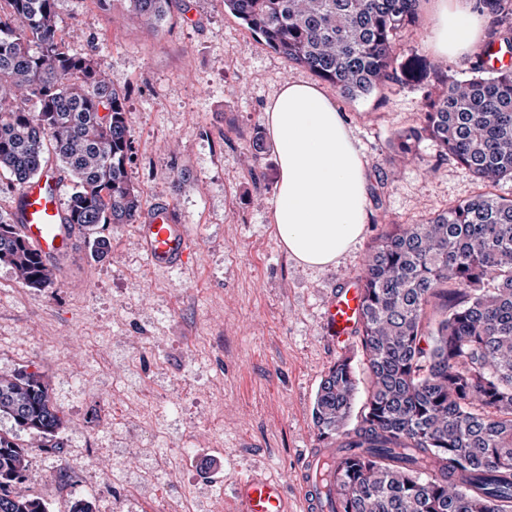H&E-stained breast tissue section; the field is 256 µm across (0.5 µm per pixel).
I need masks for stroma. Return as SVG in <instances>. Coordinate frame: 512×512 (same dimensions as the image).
<instances>
[{
	"mask_svg": "<svg viewBox=\"0 0 512 512\" xmlns=\"http://www.w3.org/2000/svg\"><path fill=\"white\" fill-rule=\"evenodd\" d=\"M436 0L401 34L398 81L374 94L336 97L370 172L369 221L337 263L288 258L271 222L278 166L264 113L288 80L315 82L225 12L224 0H173L157 26L130 20V0H58L70 53L95 52L123 92L132 136L128 176L143 210L170 203L196 252L160 271L131 224H103L110 254L56 279L19 284L0 264V374L44 375L63 426L57 452H29L21 493L49 512L75 496L97 512H238L237 483L281 480L295 502L303 455L318 447L312 408L329 367L353 358L357 402L368 372L358 341L336 346L322 329L328 298L353 284L391 224H411L480 190L469 171L438 160L431 142L397 161L390 141L418 121L443 76H469L470 60L429 45ZM265 151L249 168L248 150Z\"/></svg>",
	"mask_w": 512,
	"mask_h": 512,
	"instance_id": "obj_1",
	"label": "stroma"
}]
</instances>
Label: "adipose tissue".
<instances>
[{
	"label": "adipose tissue",
	"instance_id": "obj_1",
	"mask_svg": "<svg viewBox=\"0 0 512 512\" xmlns=\"http://www.w3.org/2000/svg\"><path fill=\"white\" fill-rule=\"evenodd\" d=\"M474 0H438L431 45L462 58L479 42ZM279 179L272 210L290 259L322 268L362 236L368 218L369 172L341 112L315 84L284 82L264 115Z\"/></svg>",
	"mask_w": 512,
	"mask_h": 512
}]
</instances>
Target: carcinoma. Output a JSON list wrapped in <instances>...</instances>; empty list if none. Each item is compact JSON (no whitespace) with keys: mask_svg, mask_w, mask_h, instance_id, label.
I'll return each instance as SVG.
<instances>
[{"mask_svg":"<svg viewBox=\"0 0 512 512\" xmlns=\"http://www.w3.org/2000/svg\"><path fill=\"white\" fill-rule=\"evenodd\" d=\"M0 1V170L18 188L64 173L72 182L67 221L103 258L110 241L90 238L96 227L134 224L141 213L126 168L125 97L94 59L68 51L57 0ZM130 2L137 21L153 27L171 0ZM480 3L500 17L487 46L512 54V0ZM418 6L224 0L270 49L351 100L394 79L397 37L418 26ZM487 61L483 51L471 77L445 78L419 120L393 137L401 160L433 141L483 188L420 223L389 225L357 276L366 399L348 428L358 382L343 356L312 410L318 440L345 459L321 471L320 493L336 501L331 512H512V199L489 190L512 180V69ZM0 264L27 287L53 284L11 214H0ZM0 418L12 423L0 430V512H48L42 499L16 492L28 449L60 448L63 421L41 374L0 375Z\"/></svg>","mask_w":512,"mask_h":512,"instance_id":"obj_1","label":"carcinoma"}]
</instances>
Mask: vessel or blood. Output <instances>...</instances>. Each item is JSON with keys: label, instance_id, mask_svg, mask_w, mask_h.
<instances>
[{"label": "vessel or blood", "instance_id": "obj_1", "mask_svg": "<svg viewBox=\"0 0 512 512\" xmlns=\"http://www.w3.org/2000/svg\"><path fill=\"white\" fill-rule=\"evenodd\" d=\"M61 179L39 178L24 185L14 209L20 234L43 261L55 271L65 272L70 262L82 256V231L67 224L60 201ZM141 248L151 263L161 269L182 268L194 250L191 236L180 223L173 205L153 207L145 221L137 225ZM361 295L358 289L343 288L332 294L325 304L322 327L336 343L350 341L360 316ZM322 449H309L300 475L298 512H322L323 504L313 493L315 462ZM241 512H288L282 486L272 479L247 478L236 486Z\"/></svg>", "mask_w": 512, "mask_h": 512}]
</instances>
